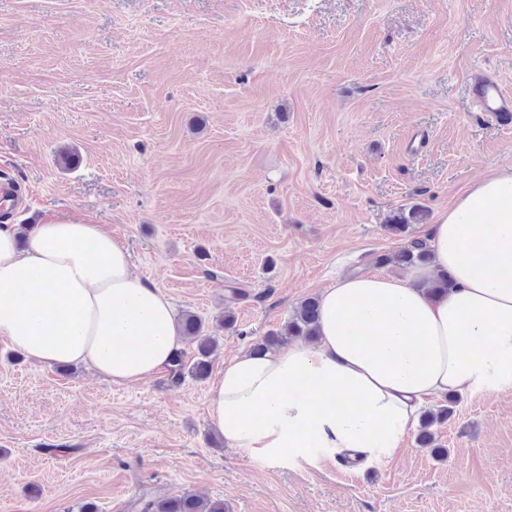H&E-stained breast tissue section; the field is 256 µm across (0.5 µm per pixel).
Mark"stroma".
Segmentation results:
<instances>
[{"mask_svg": "<svg viewBox=\"0 0 512 512\" xmlns=\"http://www.w3.org/2000/svg\"><path fill=\"white\" fill-rule=\"evenodd\" d=\"M491 73L512 89V0H0V182L26 194L0 223L102 225L219 339L208 378L172 388L0 338V512H134L146 491L231 512H512V387L458 396L433 428L442 461L415 428L380 467L269 461L208 417L226 360L403 245L390 215L438 218L512 167V126L469 103Z\"/></svg>", "mask_w": 512, "mask_h": 512, "instance_id": "35a3bbf8", "label": "stroma"}]
</instances>
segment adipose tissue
I'll return each mask as SVG.
<instances>
[{
	"instance_id": "obj_1",
	"label": "adipose tissue",
	"mask_w": 512,
	"mask_h": 512,
	"mask_svg": "<svg viewBox=\"0 0 512 512\" xmlns=\"http://www.w3.org/2000/svg\"><path fill=\"white\" fill-rule=\"evenodd\" d=\"M425 238L429 264L323 289L313 341L225 362L210 389L216 434L255 457L382 464L429 400L511 387L512 167L465 189ZM131 266L96 224H0V338L115 385L153 378L183 338L169 298ZM442 274L451 289L431 292Z\"/></svg>"
}]
</instances>
